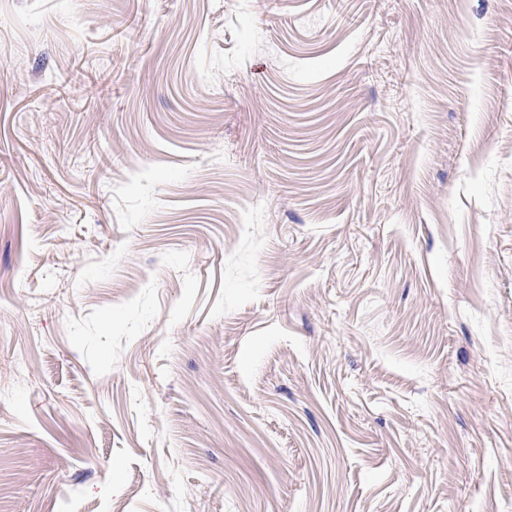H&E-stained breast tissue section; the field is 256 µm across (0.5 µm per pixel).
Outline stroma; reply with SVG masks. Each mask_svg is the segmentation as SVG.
I'll use <instances>...</instances> for the list:
<instances>
[{"label": "stroma", "instance_id": "obj_1", "mask_svg": "<svg viewBox=\"0 0 512 512\" xmlns=\"http://www.w3.org/2000/svg\"><path fill=\"white\" fill-rule=\"evenodd\" d=\"M512 512V0H0V512Z\"/></svg>", "mask_w": 512, "mask_h": 512}]
</instances>
